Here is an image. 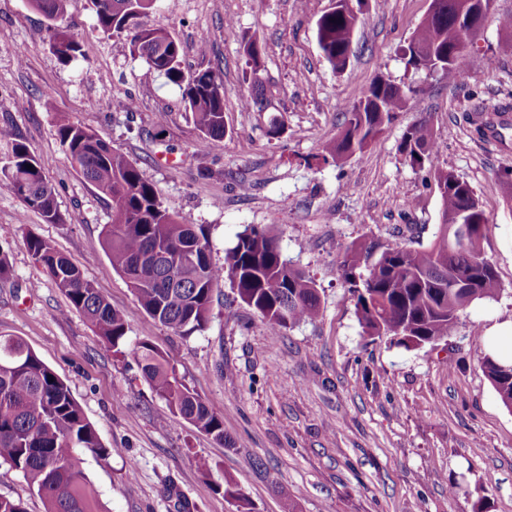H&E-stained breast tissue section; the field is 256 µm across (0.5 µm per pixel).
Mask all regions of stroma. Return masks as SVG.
Listing matches in <instances>:
<instances>
[{"label": "stroma", "mask_w": 512, "mask_h": 512, "mask_svg": "<svg viewBox=\"0 0 512 512\" xmlns=\"http://www.w3.org/2000/svg\"><path fill=\"white\" fill-rule=\"evenodd\" d=\"M429 0H365L346 71H333L315 34L331 0H160L144 23L179 43L185 70L218 67L223 140L203 146L181 90L134 53L130 36L99 27L90 0L66 21L82 54L65 63L50 22L28 0H0V125L11 126L58 190L67 221L46 223L0 185V336L23 339L70 387L113 454L81 449L100 512H237L226 484L255 512H512V410L477 364L483 332L512 320V129L478 135L512 107V47L496 0L468 51L480 65L461 81L406 70L403 51ZM265 45L267 111L244 109V46ZM384 79L416 93L361 153L324 161L348 107ZM70 113L136 163L165 204L209 231L223 263L239 233L271 228L283 256L313 278L321 311L269 336L230 281L213 294L203 332L179 336L149 317L101 247L108 199L69 164L55 115ZM278 119V137L267 134ZM427 120L438 168L467 182L487 218L483 250L497 274L493 300L460 314L443 340L408 350L364 336L343 279L357 239L427 246L441 222L429 167L399 152ZM210 175H201L200 163ZM49 239L126 318V347L147 341L175 363L190 390L223 414L225 443L175 414L131 357L108 350L70 308L26 239Z\"/></svg>", "instance_id": "obj_1"}]
</instances>
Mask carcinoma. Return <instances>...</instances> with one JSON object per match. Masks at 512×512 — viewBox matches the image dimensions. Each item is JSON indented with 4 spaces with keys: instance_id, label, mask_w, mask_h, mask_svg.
I'll use <instances>...</instances> for the list:
<instances>
[{
    "instance_id": "obj_1",
    "label": "carcinoma",
    "mask_w": 512,
    "mask_h": 512,
    "mask_svg": "<svg viewBox=\"0 0 512 512\" xmlns=\"http://www.w3.org/2000/svg\"><path fill=\"white\" fill-rule=\"evenodd\" d=\"M156 2L92 0L102 30L112 36L132 34L133 50L155 72L183 89L203 143L218 142L225 134L224 80L209 69L184 71L174 37L164 29L141 25V18ZM442 2L446 12L426 16L411 44L448 51L453 58L442 72L463 78L477 58L458 52L455 14L471 0ZM69 3L29 0L33 9L52 22L67 18ZM352 30L353 18L334 11L324 12L316 21L319 48L338 72L350 61ZM51 47L63 62L80 53L79 41L67 29L54 32ZM264 52L256 39L244 46L252 73L262 67ZM411 93L410 89L401 93L386 82L373 86L371 97L346 113L344 129L326 148L328 155L338 162L363 151L394 114L403 111ZM56 126L71 166L111 202L112 223L104 230V253L152 319L182 336L203 331L211 317L214 288L226 278L275 336L318 317L321 300L315 282L283 257L277 237L268 229L254 227L241 233L225 253L224 264L217 265L206 229L164 204L135 163L66 112L57 114ZM0 143L8 147L0 175L9 190L46 223H66L57 206L56 188L12 128L0 126ZM400 152L413 166L429 165L434 178L451 180L441 194V213L487 225L469 184L434 164L438 145L428 121L420 120L406 129ZM484 237L485 231L475 230L452 255L439 231L425 248L384 244L372 238L354 243L342 266L363 334L386 338L407 349H420L447 337L464 310L476 301L495 297L500 290L483 252ZM26 244L69 306L92 323L108 348L121 352L128 330L123 314L50 241L31 235ZM463 277L475 279L473 286L452 288ZM130 354L172 410L199 431L225 441L222 414L184 384L167 356L145 341ZM479 363L502 404L512 410V365L501 364L486 353ZM78 448L103 459L114 452L101 444L68 384L22 339L1 337L0 463L23 474L45 499L46 512H99L96 491L79 469Z\"/></svg>"
}]
</instances>
